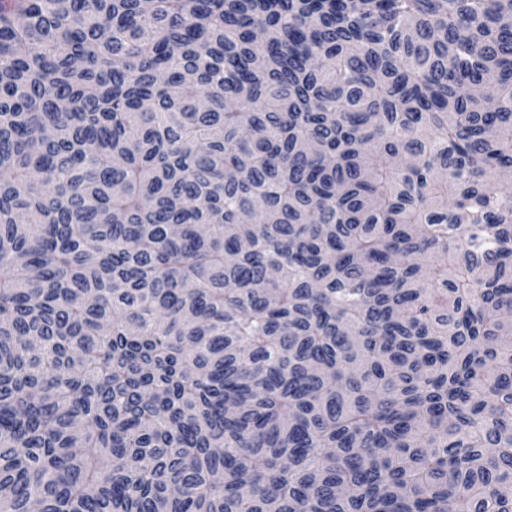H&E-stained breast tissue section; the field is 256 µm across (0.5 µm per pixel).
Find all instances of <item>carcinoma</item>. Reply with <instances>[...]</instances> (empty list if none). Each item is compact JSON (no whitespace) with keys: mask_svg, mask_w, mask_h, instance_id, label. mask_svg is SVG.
<instances>
[{"mask_svg":"<svg viewBox=\"0 0 512 512\" xmlns=\"http://www.w3.org/2000/svg\"><path fill=\"white\" fill-rule=\"evenodd\" d=\"M512 0H0V512H512Z\"/></svg>","mask_w":512,"mask_h":512,"instance_id":"1","label":"carcinoma"}]
</instances>
